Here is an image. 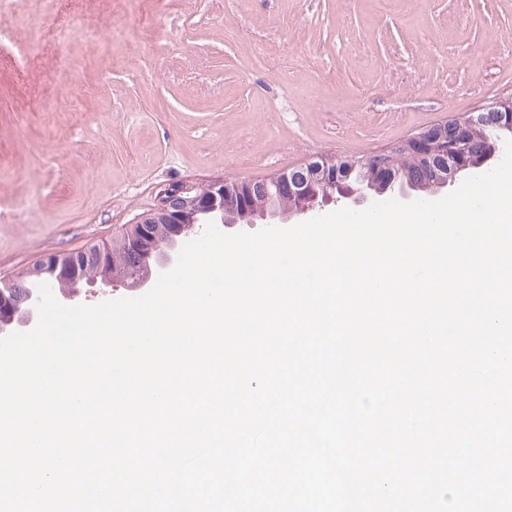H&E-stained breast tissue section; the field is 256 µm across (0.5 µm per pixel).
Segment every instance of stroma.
<instances>
[{
    "mask_svg": "<svg viewBox=\"0 0 512 512\" xmlns=\"http://www.w3.org/2000/svg\"><path fill=\"white\" fill-rule=\"evenodd\" d=\"M0 281L120 235L168 180L368 157L512 96V0H14Z\"/></svg>",
    "mask_w": 512,
    "mask_h": 512,
    "instance_id": "1",
    "label": "stroma"
}]
</instances>
